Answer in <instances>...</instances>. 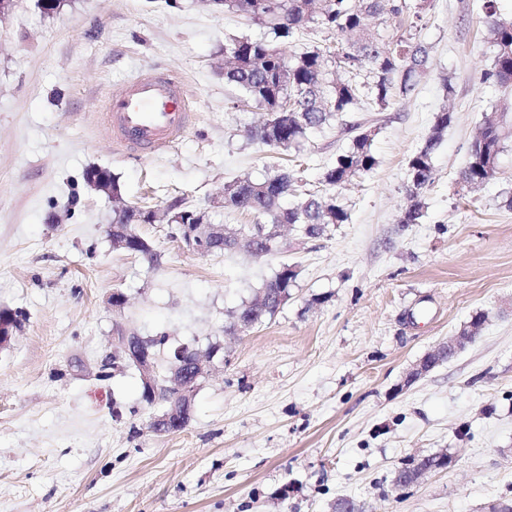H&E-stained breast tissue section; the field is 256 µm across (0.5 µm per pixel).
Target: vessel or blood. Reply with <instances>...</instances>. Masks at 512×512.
<instances>
[{"instance_id":"vessel-or-blood-1","label":"vessel or blood","mask_w":512,"mask_h":512,"mask_svg":"<svg viewBox=\"0 0 512 512\" xmlns=\"http://www.w3.org/2000/svg\"><path fill=\"white\" fill-rule=\"evenodd\" d=\"M191 118L184 83L152 72L138 73L106 101V124L124 151L162 150L183 133Z\"/></svg>"}]
</instances>
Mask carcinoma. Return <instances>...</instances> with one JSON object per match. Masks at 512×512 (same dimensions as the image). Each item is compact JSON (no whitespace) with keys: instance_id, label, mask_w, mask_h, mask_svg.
I'll use <instances>...</instances> for the list:
<instances>
[{"instance_id":"obj_1","label":"carcinoma","mask_w":512,"mask_h":512,"mask_svg":"<svg viewBox=\"0 0 512 512\" xmlns=\"http://www.w3.org/2000/svg\"><path fill=\"white\" fill-rule=\"evenodd\" d=\"M224 10L268 25L278 38H290L311 26L326 34V44L317 46L295 59H288L273 43L241 37L224 46V80L242 90L257 104L273 108L288 97L297 109L288 122L251 131V138L276 150H289L305 140L312 130L329 124L364 96L384 110L399 98L408 96L429 62L426 48L412 37L399 35L386 48L379 34L364 23L367 15H377L390 24L409 9L421 17L430 0H223ZM486 25L494 48L491 67L483 81L512 83V20L496 17L495 0H485ZM451 122L448 111L437 113L424 145L408 162L407 204L401 223L417 224L423 217L422 193L432 183L433 154ZM506 116L495 109L483 116L478 134L472 140L468 158L460 173L461 181L479 185L496 174L500 153L507 138ZM356 127L343 131L354 134ZM377 159L371 151V133L354 134L351 147L321 174V182L339 187L354 177L371 172ZM294 186L290 171L277 172L262 181L238 179L224 185L228 198L224 207L248 211L261 224H288L306 238L325 236L331 227L348 221V212L333 196L308 192L293 205L284 208L280 201ZM112 223L124 226L131 238L139 240L134 253L153 266L159 255L153 246L132 229L138 223L132 207L117 205ZM298 273L282 263L266 288H288Z\"/></svg>"}]
</instances>
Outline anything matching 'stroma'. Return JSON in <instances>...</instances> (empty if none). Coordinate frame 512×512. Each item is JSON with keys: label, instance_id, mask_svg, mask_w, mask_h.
<instances>
[{"label": "stroma", "instance_id": "35a3bbf8", "mask_svg": "<svg viewBox=\"0 0 512 512\" xmlns=\"http://www.w3.org/2000/svg\"><path fill=\"white\" fill-rule=\"evenodd\" d=\"M485 0H432L414 21L429 64L392 108L359 100L343 122L371 130L372 172L334 194L346 223L284 234L280 256L194 254L164 224L135 231L156 265L116 250L109 170L122 199L210 209L235 227L253 215L215 207L226 183L301 163L298 192L326 193L325 165L351 145L341 122L273 152L246 129L262 110L224 80V46L268 28L211 0H62L52 13L11 0L0 13V307L27 321L0 349V512H489L512 503V138L499 173L459 179L486 110L512 109V86L484 82L493 48ZM156 70L181 78L193 123L170 147L129 155L102 121L108 92ZM452 122L433 157L419 223L400 221L407 162L435 116ZM298 277L285 306L228 336L280 261ZM127 302L112 307L114 292ZM476 340L413 384L425 353L477 313ZM216 345L192 418L150 426L134 367L102 375L116 329ZM447 468L396 488L411 459Z\"/></svg>", "mask_w": 512, "mask_h": 512}]
</instances>
